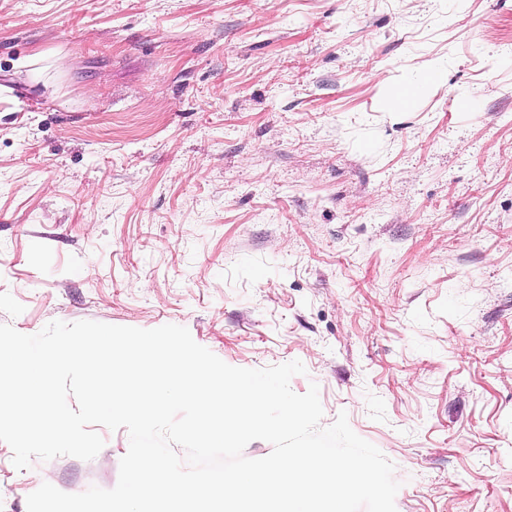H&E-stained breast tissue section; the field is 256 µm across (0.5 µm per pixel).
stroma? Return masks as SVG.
Instances as JSON below:
<instances>
[{"mask_svg":"<svg viewBox=\"0 0 512 512\" xmlns=\"http://www.w3.org/2000/svg\"><path fill=\"white\" fill-rule=\"evenodd\" d=\"M54 320L301 361L397 512H512V0H0V324ZM99 433L0 441V512Z\"/></svg>","mask_w":512,"mask_h":512,"instance_id":"1","label":"stroma"}]
</instances>
